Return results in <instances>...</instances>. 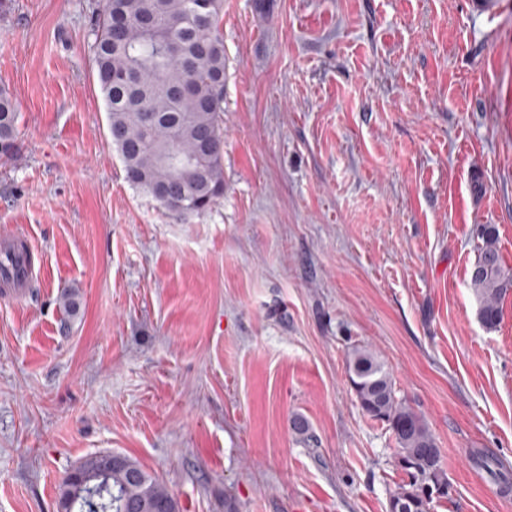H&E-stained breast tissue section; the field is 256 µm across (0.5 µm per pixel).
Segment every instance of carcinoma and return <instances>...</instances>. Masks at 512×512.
Returning a JSON list of instances; mask_svg holds the SVG:
<instances>
[{
	"instance_id": "obj_1",
	"label": "carcinoma",
	"mask_w": 512,
	"mask_h": 512,
	"mask_svg": "<svg viewBox=\"0 0 512 512\" xmlns=\"http://www.w3.org/2000/svg\"><path fill=\"white\" fill-rule=\"evenodd\" d=\"M224 0H106L94 20L91 50L108 114L112 145L126 178L163 208L180 215L202 213L224 195ZM18 112L0 87V159L16 150ZM470 271L479 318L488 330L502 318L512 291L492 224ZM346 367L360 408L385 423L397 444L409 481L390 495V512H430L433 496L445 495L441 453L424 418L396 397L379 356L353 347ZM95 508L65 475L59 507L64 512H179L166 485L123 455L103 480Z\"/></svg>"
}]
</instances>
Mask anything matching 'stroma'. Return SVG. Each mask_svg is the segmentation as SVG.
<instances>
[{"label":"stroma","instance_id":"stroma-1","mask_svg":"<svg viewBox=\"0 0 512 512\" xmlns=\"http://www.w3.org/2000/svg\"><path fill=\"white\" fill-rule=\"evenodd\" d=\"M105 2L0 12V233L41 256L26 300L0 296V512H60L104 450L180 512H389L408 476L356 346L441 450L430 512H512L487 467L512 472V293L489 331L469 281L484 224L512 268V0H224V195L187 216L112 147ZM18 112L10 92L0 87V159H10L16 150Z\"/></svg>","mask_w":512,"mask_h":512}]
</instances>
